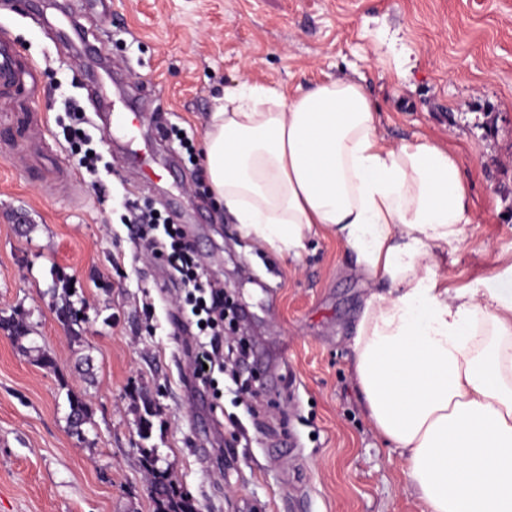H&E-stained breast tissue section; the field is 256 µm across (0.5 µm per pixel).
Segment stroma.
I'll return each mask as SVG.
<instances>
[{"instance_id":"obj_1","label":"stroma","mask_w":512,"mask_h":512,"mask_svg":"<svg viewBox=\"0 0 512 512\" xmlns=\"http://www.w3.org/2000/svg\"><path fill=\"white\" fill-rule=\"evenodd\" d=\"M100 49L62 41L63 13ZM17 78L0 84V316L24 318L17 346L0 330V512H154L138 451L141 395L149 441L197 512H426L398 449L373 430L353 376L354 325L369 293L331 238L298 259L244 237L199 192L162 134L202 145L215 96L241 76L293 93L353 78L379 105L390 141L430 139L457 157L470 188L465 239L448 285L512 261V0H0V37ZM141 97L135 131L155 150L144 179L112 141L111 113L92 134L112 163V192L85 183L59 125L61 102ZM187 225L209 275L238 300L264 382L252 406L190 378L193 329L162 263L138 259L119 222L123 192ZM66 277L87 321L72 338L53 290ZM48 351L53 368L36 361ZM89 420L70 428V396Z\"/></svg>"}]
</instances>
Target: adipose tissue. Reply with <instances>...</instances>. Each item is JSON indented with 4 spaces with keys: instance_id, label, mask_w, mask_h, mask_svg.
Returning <instances> with one entry per match:
<instances>
[{
    "instance_id": "obj_1",
    "label": "adipose tissue",
    "mask_w": 512,
    "mask_h": 512,
    "mask_svg": "<svg viewBox=\"0 0 512 512\" xmlns=\"http://www.w3.org/2000/svg\"><path fill=\"white\" fill-rule=\"evenodd\" d=\"M378 113L349 78L291 98L241 81L206 123L209 192L277 253L334 237L371 284L353 373L428 512H512V264L449 287L469 209L459 164L437 142L387 140Z\"/></svg>"
}]
</instances>
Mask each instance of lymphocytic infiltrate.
Instances as JSON below:
<instances>
[{"mask_svg": "<svg viewBox=\"0 0 512 512\" xmlns=\"http://www.w3.org/2000/svg\"><path fill=\"white\" fill-rule=\"evenodd\" d=\"M64 106L70 119L63 128L64 138L89 176L91 186L95 191H103L101 174L111 171L112 165L94 148L82 107L71 100L65 101ZM121 206L120 220L137 227L143 256L165 262L173 281L182 288L178 298L180 307L189 309L200 325L191 352L195 380L215 390L219 387L218 374L224 373L236 392L258 395L253 379L240 370L250 354L246 340L235 334V306L216 287L186 228L164 216L150 201L127 197Z\"/></svg>", "mask_w": 512, "mask_h": 512, "instance_id": "obj_1", "label": "lymphocytic infiltrate"}]
</instances>
